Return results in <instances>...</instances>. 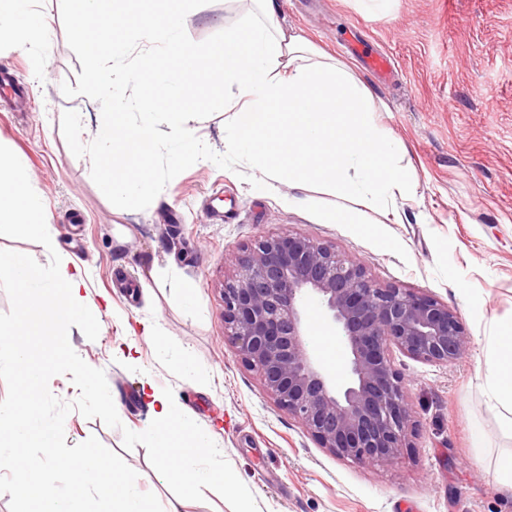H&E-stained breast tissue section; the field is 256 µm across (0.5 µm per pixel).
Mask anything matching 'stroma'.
I'll list each match as a JSON object with an SVG mask.
<instances>
[{
    "label": "stroma",
    "instance_id": "obj_1",
    "mask_svg": "<svg viewBox=\"0 0 512 512\" xmlns=\"http://www.w3.org/2000/svg\"><path fill=\"white\" fill-rule=\"evenodd\" d=\"M282 25L351 71L372 95L393 164L416 183L369 223H329L325 211L355 209L313 184L305 204L294 188L261 186L259 172L224 151V93L198 83L195 137L212 158L185 162L159 126L151 167L164 198L126 208L103 197L94 169L95 134L106 117L85 95L91 55L73 33L67 0H39L52 19L34 68L30 48L0 41L9 74L29 109L0 100V139L29 161V178L56 229L58 253L86 270L82 301L101 313L96 340L71 327L68 340L104 371L123 423L144 431L152 394L171 400L223 448L237 478L230 493L177 498L143 445L125 449L122 428L71 412L67 446L94 436L136 471L165 512H512L500 490L498 454L512 448L486 405L478 371L495 327L512 321V0H276ZM257 14L253 0H205L183 35L208 48ZM387 54L395 73L379 81L347 47ZM293 232L361 260L379 283L430 295L456 312L473 348L450 365L394 353L416 417L413 448L388 466L343 461L307 434L265 393L224 336L225 253L268 234ZM195 285L185 295L180 283ZM163 338L142 335L140 321ZM189 354L193 369L178 358Z\"/></svg>",
    "mask_w": 512,
    "mask_h": 512
}]
</instances>
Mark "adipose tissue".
Returning a JSON list of instances; mask_svg holds the SVG:
<instances>
[{"label": "adipose tissue", "instance_id": "ef3b65f1", "mask_svg": "<svg viewBox=\"0 0 512 512\" xmlns=\"http://www.w3.org/2000/svg\"><path fill=\"white\" fill-rule=\"evenodd\" d=\"M74 33L88 44L95 65L88 83L96 101L109 110L97 132L105 159L96 168L101 191L112 198L161 197L164 188L147 159L155 142V124L166 119L187 161L203 156L193 136L199 104L187 97L198 81L225 83L229 118L224 143L229 153L251 159L265 180L307 190L318 182L337 197L355 198L369 209L402 196L413 186L395 170L388 145L376 125V104L342 65L325 60L304 36L275 18L273 0H258L260 17L225 32L206 51L182 35L187 12L203 9V0H71ZM138 14L159 48L158 54L129 61L133 30L124 21ZM51 20L37 0H0V40L43 47ZM136 84L140 120H125L124 91ZM483 376L487 407L512 438V323L497 327L485 347ZM151 438L161 465L196 490L227 489L234 476L223 468L198 466L200 449L219 456L204 429L186 419L165 397L155 399Z\"/></svg>", "mask_w": 512, "mask_h": 512}]
</instances>
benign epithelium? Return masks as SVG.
<instances>
[{
  "label": "benign epithelium",
  "mask_w": 512,
  "mask_h": 512,
  "mask_svg": "<svg viewBox=\"0 0 512 512\" xmlns=\"http://www.w3.org/2000/svg\"><path fill=\"white\" fill-rule=\"evenodd\" d=\"M224 264L233 272L224 283V335L279 409L352 463L389 465L412 447L414 410L392 352L439 365L466 356L470 334L448 305L381 285L360 260L302 234L261 236ZM310 298L345 347L340 382L309 346Z\"/></svg>",
  "instance_id": "1"
}]
</instances>
